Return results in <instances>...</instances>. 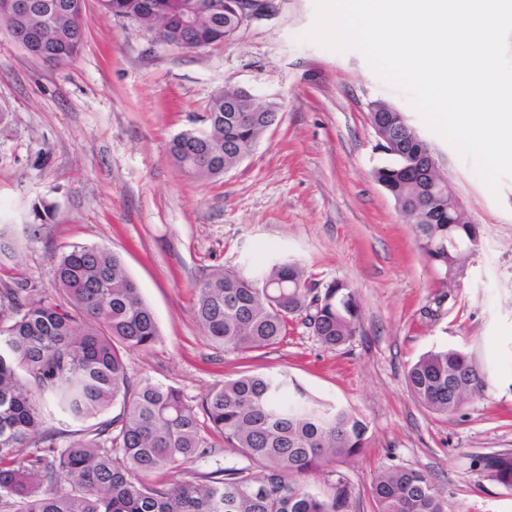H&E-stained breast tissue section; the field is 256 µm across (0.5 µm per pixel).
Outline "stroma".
Wrapping results in <instances>:
<instances>
[{"instance_id": "stroma-1", "label": "stroma", "mask_w": 512, "mask_h": 512, "mask_svg": "<svg viewBox=\"0 0 512 512\" xmlns=\"http://www.w3.org/2000/svg\"><path fill=\"white\" fill-rule=\"evenodd\" d=\"M84 12L82 50L60 67L0 29V227L15 240L0 281L28 280L50 295L60 252L108 248L160 330L154 348L128 355L132 380L174 385L198 403L239 371L288 373L368 426L361 455L344 469L353 512H373L372 478L391 465L430 475L450 512H512V490L473 465L487 453L512 455V178L491 193L361 53L303 42L313 0H274L223 45L198 50L156 41L137 21L103 14L98 0H85ZM227 86L277 103L280 121L224 177H190L168 144L200 127ZM376 101L400 109L426 139L480 228L448 295L373 177L392 161L367 119ZM41 204L54 218L27 238ZM272 257L356 290L362 317L350 344L326 348L300 324L247 361L211 342L195 319V283L214 267ZM449 347L475 358L486 385L441 417L414 399L406 375L424 354Z\"/></svg>"}]
</instances>
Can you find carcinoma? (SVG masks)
I'll return each instance as SVG.
<instances>
[{
    "mask_svg": "<svg viewBox=\"0 0 512 512\" xmlns=\"http://www.w3.org/2000/svg\"><path fill=\"white\" fill-rule=\"evenodd\" d=\"M53 18L21 14L0 0V28L22 37L24 49L53 65L79 54L86 22L80 0H57ZM199 0H100L104 13L162 30L179 49L234 36L232 8L184 14ZM372 128L397 142L393 161L375 181L412 221L428 264L449 288L450 269L475 253L479 229L448 197L432 200L446 182L437 171L411 166L423 150L404 113L377 101ZM240 89L215 94L203 132H185L171 153L186 173L202 179L238 165L279 117L248 111ZM55 279L63 298L39 294L25 280L0 288V509L7 512H351L352 491L343 467L361 454L367 425L350 410L311 396L286 373L243 372L224 380L199 404L176 386L131 381L127 355L148 351L160 337L151 308L128 276L121 257L94 245L61 252ZM194 314L210 339L247 356L272 349L299 320L324 347L338 349L356 336L361 310L348 283L319 284L294 260L274 258L247 272L217 269L195 284ZM412 396L428 411L457 413L484 387L473 357L458 348L429 352L407 371ZM118 404L120 411L61 445L46 428L56 411L82 423ZM216 435L246 465L217 469L202 479L182 476V466L209 456ZM480 471L512 488V457L478 458ZM175 473L179 478L169 479ZM320 477L323 488L308 485ZM374 512H448L446 499L424 472L391 466L371 484Z\"/></svg>",
    "mask_w": 512,
    "mask_h": 512,
    "instance_id": "obj_1",
    "label": "carcinoma"
}]
</instances>
